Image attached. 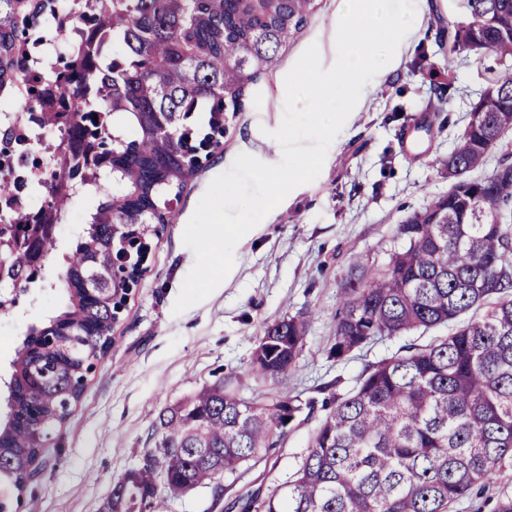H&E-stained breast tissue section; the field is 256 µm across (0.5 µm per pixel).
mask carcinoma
<instances>
[{
    "mask_svg": "<svg viewBox=\"0 0 512 512\" xmlns=\"http://www.w3.org/2000/svg\"><path fill=\"white\" fill-rule=\"evenodd\" d=\"M58 0H0V113L34 112L43 133L67 128L78 160L62 184L44 169L40 211L9 225L18 248L5 266L12 287L33 283L80 192L101 195L83 241L67 259L66 303L18 350L0 423V499L35 475L44 438L71 414L98 359L112 346L125 293L112 254L125 249L112 225L134 236L171 220V205L224 138L225 114L243 111L279 50L304 26L316 0H95L79 34L51 56L69 109L58 112L24 73L23 46ZM469 20L454 46L512 57V0H466ZM205 113V128L193 118ZM122 114L118 124L114 116ZM512 130V71L499 73L472 106L456 147L442 160L450 187L399 225L402 247L379 273L339 300L332 354L341 358L383 336L455 325L369 368L336 399L283 492L240 497V512H450L477 485L512 464V168L479 179L490 150ZM306 321L264 328L253 371L284 376L299 355ZM300 406L288 397L246 400L215 383L162 410L159 440L117 482L103 512L155 495V478L184 491L220 489V479L260 459Z\"/></svg>",
    "mask_w": 512,
    "mask_h": 512,
    "instance_id": "1",
    "label": "carcinoma"
}]
</instances>
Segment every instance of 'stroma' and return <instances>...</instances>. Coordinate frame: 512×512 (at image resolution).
<instances>
[{"label": "stroma", "mask_w": 512, "mask_h": 512, "mask_svg": "<svg viewBox=\"0 0 512 512\" xmlns=\"http://www.w3.org/2000/svg\"><path fill=\"white\" fill-rule=\"evenodd\" d=\"M341 0H316L305 27L280 51L278 69L254 89L244 112L227 116L223 143L173 204L168 224L146 236L133 290L113 329L108 352L89 374L84 393L46 444L38 476L18 497V512H101L112 488L154 447L159 412L215 381L248 400L285 396L305 407L267 450L266 461L225 475L213 487L165 492V512H231L236 498L272 492L292 479L324 418L325 401L351 391L360 375L398 350L448 335L445 327L384 337L343 358L331 353L338 298L359 267L384 269L401 240L398 226L447 193L439 161L469 120L471 105L511 59L450 49L448 29L466 19L464 0H416V17L393 60L364 86L315 181L294 189L236 245L234 266L206 299L173 314L194 263L182 236L210 182L238 154L278 163L269 133L284 116L286 74L310 44L323 67L336 58ZM96 195L74 197L37 282L0 312V378L8 379L27 331L64 306L65 257L80 241ZM307 321L295 364L278 381L255 378L252 360L264 326ZM512 494V467L501 468L480 497L453 512H494Z\"/></svg>", "instance_id": "stroma-1"}]
</instances>
